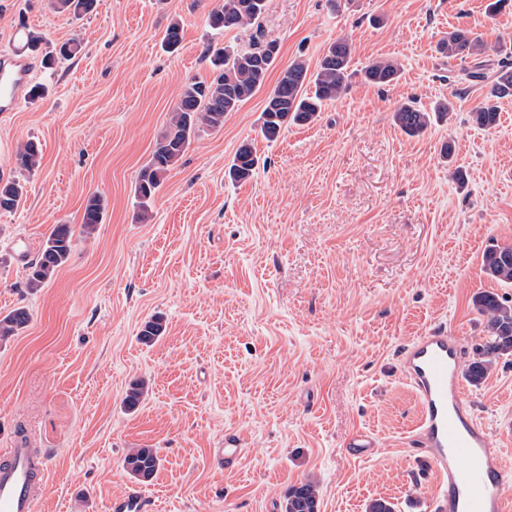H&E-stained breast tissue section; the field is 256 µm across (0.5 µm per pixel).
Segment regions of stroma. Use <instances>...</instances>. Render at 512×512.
I'll use <instances>...</instances> for the list:
<instances>
[{"label": "stroma", "instance_id": "stroma-1", "mask_svg": "<svg viewBox=\"0 0 512 512\" xmlns=\"http://www.w3.org/2000/svg\"><path fill=\"white\" fill-rule=\"evenodd\" d=\"M488 2L266 0L257 24L217 31L213 0H96L80 17L51 0H0V54L24 56L44 91L0 113V180L24 187L17 209L0 211V314L30 313L0 342V448L54 450L37 512H108L135 486L157 512H284L304 480L318 486L319 512H366L375 498L430 512L438 478L403 446L417 405L400 351L442 322L474 348L485 330L473 296L512 302V285L482 265L490 244L512 246V97L499 100L496 127L469 117L512 62V0L493 15ZM175 22L170 53L162 39ZM456 27L483 40V78H469L473 59L438 53ZM339 38L352 47L344 95L264 140L260 115L281 70L316 69ZM70 41L79 51L59 57ZM257 42L278 47L264 86L222 128L197 133L139 219L137 176L182 85L210 77L208 47ZM378 58L402 63L393 85L363 81ZM447 97L452 116L423 134L392 123L403 102L428 110ZM28 140L42 152L31 172L15 161ZM245 141L259 166L234 183L226 170ZM95 192L107 208L86 237ZM57 224L73 227V250L29 293L28 265ZM155 315L166 332L143 344ZM139 379L148 391L131 412L123 400ZM465 392L512 462V356ZM360 429L382 444L372 459L345 452ZM223 442L247 450L235 470L211 461ZM139 447L162 459L140 485L123 466ZM106 206V198L101 193H94L88 197L81 224L83 234L90 236L95 232L97 225L102 222Z\"/></svg>", "mask_w": 512, "mask_h": 512}]
</instances>
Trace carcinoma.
Listing matches in <instances>:
<instances>
[{
  "mask_svg": "<svg viewBox=\"0 0 512 512\" xmlns=\"http://www.w3.org/2000/svg\"><path fill=\"white\" fill-rule=\"evenodd\" d=\"M95 0H52L56 10L75 15L92 10ZM266 0H217L209 12L208 21L215 30L244 28L254 24L265 11ZM438 52L449 59H466L484 53L481 39L467 28H456L441 40ZM215 75L209 81L188 80L182 86L178 101L171 112L166 128L155 141L150 162L138 175L136 194L140 199L141 214H146L162 186L168 172L181 160L196 133L203 127L219 129L224 125V114L236 111L264 84L275 59L265 54V46L254 45L248 51L229 49L210 50ZM352 48L345 39L331 44L320 60L318 69L311 73L302 61H294L282 70L266 100L260 116V134L274 141L288 125H306L314 122L325 104L339 99L352 77L350 63ZM402 66L395 59L380 58L362 70L363 80L377 87L397 81ZM313 91H308V86ZM489 96H512V67H499ZM454 103L449 99L439 102L427 112L410 103H402L392 112L393 123L408 135L424 132L435 121L451 116ZM497 106L488 102L471 112V120L480 127H492L499 122ZM17 165L26 171L39 167L41 151L29 140L16 153ZM259 158L249 142L237 148L227 175L234 183L245 182L255 173ZM23 198V186L16 181L0 183V211H12ZM106 198L100 193L86 201L81 232L92 235L102 222ZM74 230L69 224H56L45 238L38 258L29 265L26 288L35 292L52 280L67 262L73 247ZM483 269L491 278L512 284V246H491L483 254ZM473 305L484 318L487 339L475 347L464 369L465 379L479 386L501 357L512 355V305L496 293L476 294ZM30 313L18 307L0 317V341H6L24 329ZM166 332L163 317L146 321L139 333L145 344L156 342ZM147 384L144 380L130 383L124 398L128 410H135L142 402ZM162 459L154 448H134L124 458L128 474L139 482L150 481L161 466ZM319 490L315 483L304 481L288 489L285 512H318Z\"/></svg>",
  "mask_w": 512,
  "mask_h": 512,
  "instance_id": "obj_1",
  "label": "carcinoma"
}]
</instances>
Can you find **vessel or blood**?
Returning a JSON list of instances; mask_svg holds the SVG:
<instances>
[{"instance_id":"vessel-or-blood-1","label":"vessel or blood","mask_w":512,"mask_h":512,"mask_svg":"<svg viewBox=\"0 0 512 512\" xmlns=\"http://www.w3.org/2000/svg\"><path fill=\"white\" fill-rule=\"evenodd\" d=\"M29 65L0 56V112L14 111L28 83ZM461 342L439 324L414 337L401 352V376L412 390L418 419L405 445L438 475L434 512H512V467L490 444L464 392ZM348 455L363 458L378 450L371 433H353ZM52 457L50 450L7 449L0 466V512H36L39 490ZM108 512H156L154 499L138 488L115 497Z\"/></svg>"}]
</instances>
